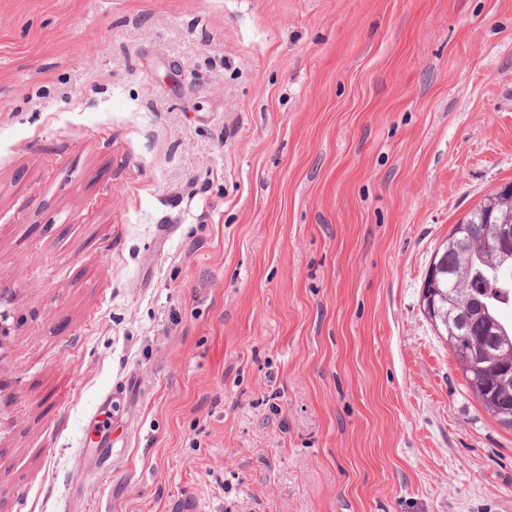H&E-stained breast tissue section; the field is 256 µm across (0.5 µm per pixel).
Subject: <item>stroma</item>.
Here are the masks:
<instances>
[{
	"label": "stroma",
	"mask_w": 512,
	"mask_h": 512,
	"mask_svg": "<svg viewBox=\"0 0 512 512\" xmlns=\"http://www.w3.org/2000/svg\"><path fill=\"white\" fill-rule=\"evenodd\" d=\"M510 182L512 0H0V512H512L422 298Z\"/></svg>",
	"instance_id": "1"
}]
</instances>
